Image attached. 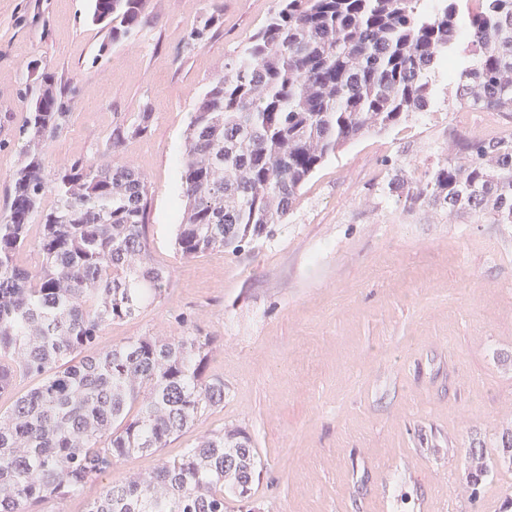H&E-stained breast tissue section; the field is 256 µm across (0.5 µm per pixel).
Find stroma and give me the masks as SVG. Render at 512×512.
Returning <instances> with one entry per match:
<instances>
[{
	"label": "stroma",
	"mask_w": 512,
	"mask_h": 512,
	"mask_svg": "<svg viewBox=\"0 0 512 512\" xmlns=\"http://www.w3.org/2000/svg\"><path fill=\"white\" fill-rule=\"evenodd\" d=\"M275 0H146L111 42L89 0H0V222L40 75L67 117L49 170L128 161L151 189V260L166 294L105 325L96 348L134 336L209 339L204 376L224 401L166 447L126 457L124 480L179 458L203 435L243 430L257 451L260 512H503L512 497V224H475L382 191L397 162L431 158L485 113L438 76L429 112L343 147L306 181L285 224L240 250L186 260L185 130L226 59ZM205 40L191 31L209 16ZM150 111L113 151L114 128Z\"/></svg>",
	"instance_id": "35a3bbf8"
}]
</instances>
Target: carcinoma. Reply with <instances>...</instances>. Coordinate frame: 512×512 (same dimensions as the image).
I'll use <instances>...</instances> for the list:
<instances>
[{"instance_id":"1","label":"carcinoma","mask_w":512,"mask_h":512,"mask_svg":"<svg viewBox=\"0 0 512 512\" xmlns=\"http://www.w3.org/2000/svg\"><path fill=\"white\" fill-rule=\"evenodd\" d=\"M426 2L277 0L188 125L175 238L182 258L270 236L336 151L427 111L440 70L461 106L512 116V0ZM144 4L92 0L91 21L118 42L140 26ZM65 118L54 82L42 78L10 218L0 223V396L22 378L39 380L0 413V512L74 495L224 402V382L202 380L209 344L195 336H135L95 350L103 324L161 298L168 278L150 257L141 173L122 161L46 170L44 147ZM150 121L144 111L112 130V152ZM383 192L479 224H512V134L472 135L432 164L408 162ZM48 195L53 206L41 213ZM38 212L42 260L28 268L17 256ZM256 472L250 438L220 429L178 459L105 485L87 512H227L226 490L243 509Z\"/></svg>"}]
</instances>
